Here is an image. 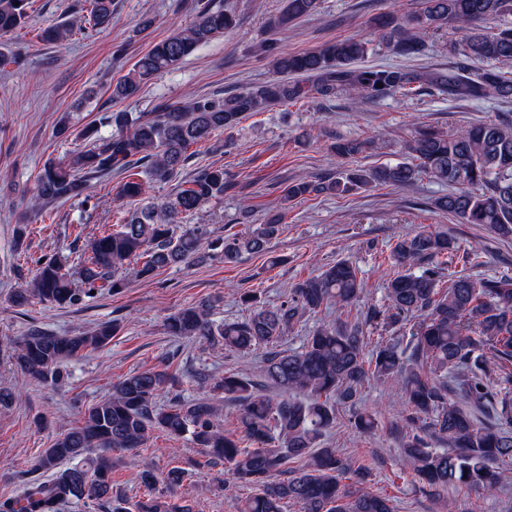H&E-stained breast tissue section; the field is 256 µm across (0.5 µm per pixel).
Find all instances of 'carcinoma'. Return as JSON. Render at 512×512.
<instances>
[{
	"label": "carcinoma",
	"instance_id": "cac0c4a2",
	"mask_svg": "<svg viewBox=\"0 0 512 512\" xmlns=\"http://www.w3.org/2000/svg\"><path fill=\"white\" fill-rule=\"evenodd\" d=\"M90 5L94 24L112 22V0H90ZM316 8L317 0H288L271 27L308 18ZM28 9L29 0H0V36L25 26ZM510 11L512 0H420L419 9L405 17H373L379 42L403 57L421 53L423 32L451 30L457 35L451 49L464 58V65L423 70L365 66L361 61L374 51L373 45L347 37L299 53L270 49L276 76L237 94L200 96L186 106L162 105L147 116L114 112L110 134L84 128V147L43 166L31 207L40 210L46 201L79 199L92 179L134 168L138 172L120 186L119 195L145 196L149 184L162 186L181 176L192 146L235 128L248 114L305 98L331 101L348 92L359 100L380 101L417 88L453 101L511 100L512 75L502 67L512 63V28L484 32L487 23ZM80 22L75 18L51 26L43 38L66 42ZM234 26L232 13L203 6L187 28L136 57L112 85V99L136 97L154 76ZM372 147L369 139L332 144L341 160ZM404 153L405 159L395 164L347 167L328 179L300 177L288 184L284 200L342 196L374 183L402 188L426 177L448 185V194L433 203L436 210L512 240L511 121L478 120L454 133L417 125ZM225 188L224 168L200 169L173 196L130 212L120 229L93 238L77 274L53 258L36 262L30 281L10 296V306L24 308L34 299L70 306L93 291L118 294L126 287L119 270L134 258L144 259L140 273L147 274L205 259L231 264L245 254L266 251L283 231L281 214L222 240H208L200 225L177 230L179 215L224 197ZM480 255V247L463 249L443 232L420 230L397 237L391 244L394 273L383 304L367 308L363 321L352 325L342 315L357 305L365 282L346 260L296 283L287 300L273 309L252 292L241 294L251 312L240 322H215V301L209 298L178 309L165 321L171 336L200 338L242 352L266 348L260 380L226 374L210 391L165 406L157 398L174 375L148 370L118 381L110 395L84 409L80 425L28 459L16 492L0 498V512H60L65 504H80L86 512H191L170 495L184 482L183 469L159 475L146 467L140 479L148 494L132 504L112 492V452L142 449L156 431L187 436L205 450L208 463L228 464L226 481L254 489L242 512H284L289 503L300 505V512H394L390 499L344 484L364 475V467H353L334 448L319 447L325 433L336 427V402L358 403L360 389L371 380L398 384L408 411L400 412L394 427L404 464L423 487L438 495L458 485L496 494L512 477V274L483 278L460 273L443 288L445 267L438 264L442 257L447 263H473ZM332 306L339 311L336 322L317 327L297 350L276 348L301 314ZM368 326L400 333L370 348ZM118 329L112 322L87 333L55 334L33 326L19 340L14 364L31 380L60 386L69 361L104 349ZM267 386L280 396H269ZM216 392L238 406L241 435L215 422ZM465 403L487 411L492 422L476 421ZM353 425L359 433L372 432L374 414L356 412ZM429 430L448 440V447H433ZM64 463L68 467L62 470Z\"/></svg>",
	"mask_w": 512,
	"mask_h": 512
}]
</instances>
